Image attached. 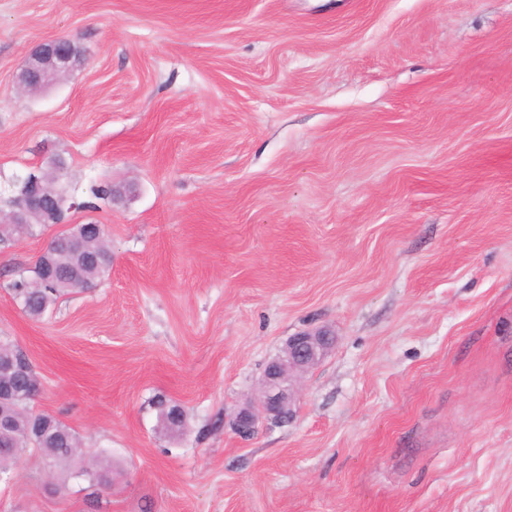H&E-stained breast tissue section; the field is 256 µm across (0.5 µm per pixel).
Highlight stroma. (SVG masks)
<instances>
[{"instance_id": "stroma-1", "label": "stroma", "mask_w": 512, "mask_h": 512, "mask_svg": "<svg viewBox=\"0 0 512 512\" xmlns=\"http://www.w3.org/2000/svg\"><path fill=\"white\" fill-rule=\"evenodd\" d=\"M60 38L83 65L21 94ZM56 161L132 187L67 217L112 267L35 320L59 228L0 248V336L114 480L26 453L0 512H512V0H0V196ZM320 327L295 419L241 438ZM335 343L336 336L328 329L288 337L284 354L270 361L265 368L260 395L234 413V430L249 437L262 421L289 422L294 417L297 375L317 366Z\"/></svg>"}]
</instances>
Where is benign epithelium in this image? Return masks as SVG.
Here are the masks:
<instances>
[{
    "label": "benign epithelium",
    "instance_id": "7a95c632",
    "mask_svg": "<svg viewBox=\"0 0 512 512\" xmlns=\"http://www.w3.org/2000/svg\"><path fill=\"white\" fill-rule=\"evenodd\" d=\"M83 57L70 40L52 39L31 52L18 75V85L26 92H39L53 79L80 65ZM11 209L0 211V230L35 224H65V215L76 208L62 185V176L49 178L42 174L15 178L12 184ZM100 224L88 222L62 233L63 239L39 255L36 270L45 284L56 276L58 268L90 269L98 263L97 254L88 247V239L102 233ZM336 336L328 329L302 332L288 337L284 354L270 361L264 371L262 391L253 401L237 410L232 418L234 430L245 437L253 435L262 421L286 423L294 417L295 380L298 374L317 366L331 351ZM28 396V388H18L10 381L0 383V405L18 411L17 403Z\"/></svg>",
    "mask_w": 512,
    "mask_h": 512
}]
</instances>
